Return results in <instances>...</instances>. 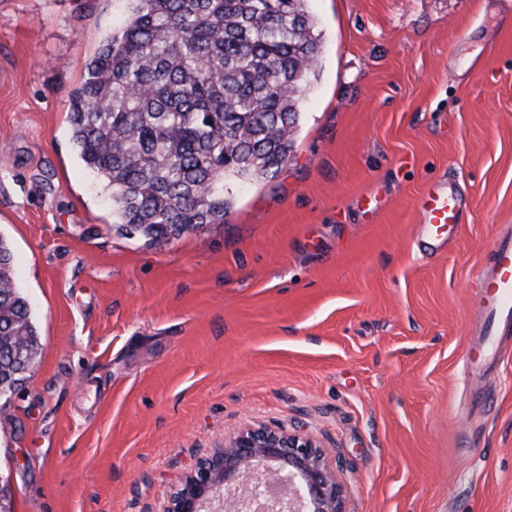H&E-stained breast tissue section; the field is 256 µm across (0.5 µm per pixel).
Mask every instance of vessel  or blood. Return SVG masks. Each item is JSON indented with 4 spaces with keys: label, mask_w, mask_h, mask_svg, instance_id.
Here are the masks:
<instances>
[{
    "label": "vessel or blood",
    "mask_w": 512,
    "mask_h": 512,
    "mask_svg": "<svg viewBox=\"0 0 512 512\" xmlns=\"http://www.w3.org/2000/svg\"><path fill=\"white\" fill-rule=\"evenodd\" d=\"M420 209L425 223L443 231L460 224L465 203L454 185L443 183L426 191ZM477 288L480 315L473 342L475 352L467 362L472 374L483 377L497 362L500 340L512 325L511 228L495 232L489 260L477 277Z\"/></svg>",
    "instance_id": "vessel-or-blood-1"
}]
</instances>
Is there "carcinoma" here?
<instances>
[{
  "label": "carcinoma",
  "instance_id": "carcinoma-1",
  "mask_svg": "<svg viewBox=\"0 0 512 512\" xmlns=\"http://www.w3.org/2000/svg\"><path fill=\"white\" fill-rule=\"evenodd\" d=\"M69 95L72 139L112 190V224L167 242L222 224L230 185L288 163L320 37L308 0H131ZM0 236V398L40 343Z\"/></svg>",
  "mask_w": 512,
  "mask_h": 512
}]
</instances>
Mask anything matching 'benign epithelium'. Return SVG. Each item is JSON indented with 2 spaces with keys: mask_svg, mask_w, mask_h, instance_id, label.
I'll return each instance as SVG.
<instances>
[{
  "mask_svg": "<svg viewBox=\"0 0 512 512\" xmlns=\"http://www.w3.org/2000/svg\"><path fill=\"white\" fill-rule=\"evenodd\" d=\"M285 487L261 512H346L329 451L310 435L269 427L236 432L200 460L164 512H253L266 489Z\"/></svg>",
  "mask_w": 512,
  "mask_h": 512,
  "instance_id": "benign-epithelium-1",
  "label": "benign epithelium"
}]
</instances>
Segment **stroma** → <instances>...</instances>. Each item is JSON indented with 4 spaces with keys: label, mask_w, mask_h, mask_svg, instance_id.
Masks as SVG:
<instances>
[{
    "label": "stroma",
    "mask_w": 512,
    "mask_h": 512,
    "mask_svg": "<svg viewBox=\"0 0 512 512\" xmlns=\"http://www.w3.org/2000/svg\"><path fill=\"white\" fill-rule=\"evenodd\" d=\"M130 0H0V236L39 355L0 401L13 512H163L225 436L331 448L350 512H512V329L464 367L477 274L512 225V0H309L319 75L288 163L223 223L112 226L69 95ZM451 178L450 244L419 201Z\"/></svg>",
    "instance_id": "obj_1"
}]
</instances>
